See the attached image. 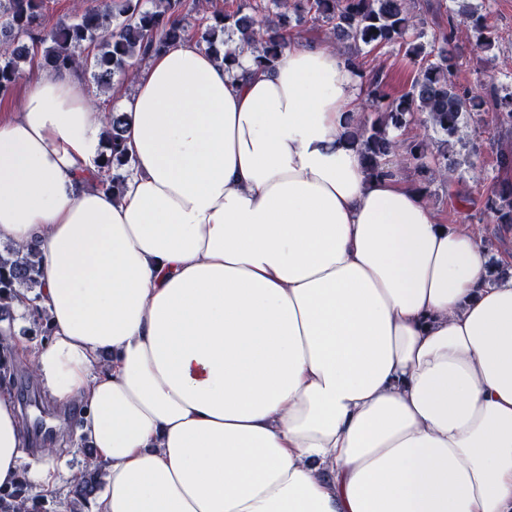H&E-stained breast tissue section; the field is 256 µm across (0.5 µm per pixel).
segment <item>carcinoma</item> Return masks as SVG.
<instances>
[{"label":"carcinoma","mask_w":512,"mask_h":512,"mask_svg":"<svg viewBox=\"0 0 512 512\" xmlns=\"http://www.w3.org/2000/svg\"><path fill=\"white\" fill-rule=\"evenodd\" d=\"M209 4L211 0H154V7L146 8L143 0H119L114 7L108 0L101 7L77 10L70 17L54 20L47 13L46 0H0V96L13 89L21 63L36 54L41 56L43 68L88 73L97 89L106 90L114 76L130 75L132 61L146 60L186 40L185 15L193 10L205 12ZM272 5L291 11L299 26L308 21L330 25V44L338 51L345 42L353 43V49L345 52L346 61L353 74L364 79L367 111L356 115L348 139L370 174L385 176L392 166L411 163L418 178L417 189L426 196L434 184L453 186L459 167L455 138L467 119L488 115L496 127L512 131V91L482 96L458 87L453 82L458 60L447 50L454 38V23L438 29L430 42H422L424 20L415 15L414 0H272ZM250 8V15L241 14L239 8L213 11L197 39L208 49L220 33L224 43H235V48L224 51L227 70L244 51L254 54L258 68H271L290 41L300 38L292 32L287 14H278L276 24L270 20V8L264 0H257ZM459 17L474 32L478 47L492 50L486 17L466 7L459 11ZM92 43L100 47L98 53L78 54ZM394 44L418 65L409 88L397 96L388 91L381 70H373L366 77L358 61L364 47L374 50ZM419 115L426 127L444 136L435 151L430 150L426 135L408 141L392 134ZM106 139L111 152L99 165L104 175L101 183L120 192L130 158L122 117L114 112L110 113ZM496 167L503 173L512 172L511 143L498 147ZM484 213L495 224L506 229L512 226L511 180L494 182L484 201ZM38 255L33 245L24 253L14 246L0 253V321L12 317L14 299L26 292L30 295L34 335L45 340L52 335V328L40 306ZM99 473V469L88 467L74 481L69 490L70 512H82L96 497ZM27 501L34 504L32 512H41L44 499L30 497L28 484L21 480L13 491H0V512H24Z\"/></svg>","instance_id":"cac0c4a2"}]
</instances>
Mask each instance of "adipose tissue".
Masks as SVG:
<instances>
[{
	"label": "adipose tissue",
	"instance_id": "ef3b65f1",
	"mask_svg": "<svg viewBox=\"0 0 512 512\" xmlns=\"http://www.w3.org/2000/svg\"><path fill=\"white\" fill-rule=\"evenodd\" d=\"M119 103L118 195L75 73L0 115V241L37 244L53 330L28 366L80 412L91 512H512V279L368 174L340 52L228 73L189 39ZM27 444L0 388V489L25 465L55 493L54 447ZM109 128L106 130V139L110 144L111 152L109 156L102 159L98 166L99 172L103 173L104 178L101 183L107 184L112 191L121 192L126 174L130 168V158L127 147L123 139V121L122 117L115 112L109 113ZM120 170L126 172L125 175Z\"/></svg>",
	"mask_w": 512,
	"mask_h": 512
}]
</instances>
